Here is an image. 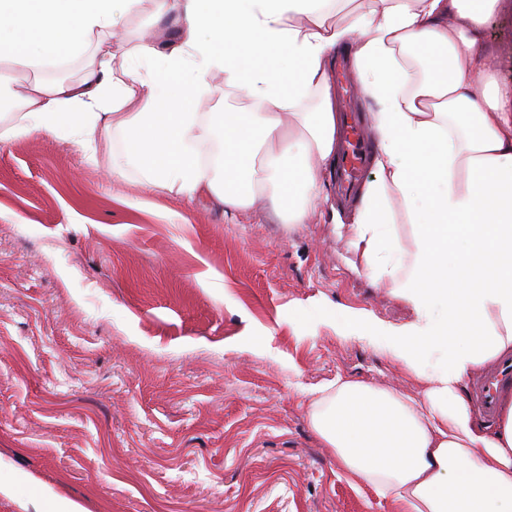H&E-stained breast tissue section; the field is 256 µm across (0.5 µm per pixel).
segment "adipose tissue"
<instances>
[{"mask_svg":"<svg viewBox=\"0 0 512 512\" xmlns=\"http://www.w3.org/2000/svg\"><path fill=\"white\" fill-rule=\"evenodd\" d=\"M140 2L0 0V63L33 77L0 139L43 131L91 157L97 133L115 129L113 175L230 213L266 204L292 232L329 204L344 51L377 140L348 225L352 264L416 319L347 314L338 328L367 333L419 390L336 376L313 393L310 429L394 512H512V398L490 432L465 394L512 353V87L476 49L512 0H154L179 27L125 52L118 77L110 37ZM85 55L80 80L43 81L52 63ZM217 73L231 105L193 111ZM479 257L497 262L494 275Z\"/></svg>","mask_w":512,"mask_h":512,"instance_id":"obj_1","label":"adipose tissue"}]
</instances>
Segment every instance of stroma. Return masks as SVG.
<instances>
[{"label": "stroma", "mask_w": 512, "mask_h": 512, "mask_svg": "<svg viewBox=\"0 0 512 512\" xmlns=\"http://www.w3.org/2000/svg\"><path fill=\"white\" fill-rule=\"evenodd\" d=\"M152 0L117 30L175 32ZM512 85V14L478 43ZM45 132L0 141V472L86 512H392L312 434V391L415 378L340 313L410 308L353 270L326 215L287 232L112 174Z\"/></svg>", "instance_id": "35a3bbf8"}]
</instances>
